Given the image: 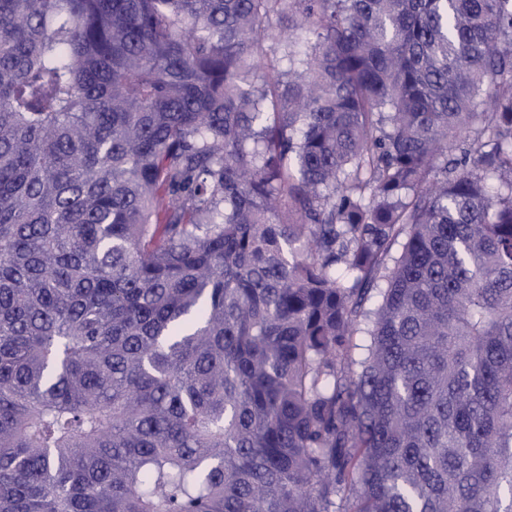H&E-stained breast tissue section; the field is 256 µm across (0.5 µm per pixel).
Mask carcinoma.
<instances>
[{
  "label": "carcinoma",
  "mask_w": 512,
  "mask_h": 512,
  "mask_svg": "<svg viewBox=\"0 0 512 512\" xmlns=\"http://www.w3.org/2000/svg\"><path fill=\"white\" fill-rule=\"evenodd\" d=\"M0 512H512V0H0Z\"/></svg>",
  "instance_id": "obj_1"
}]
</instances>
